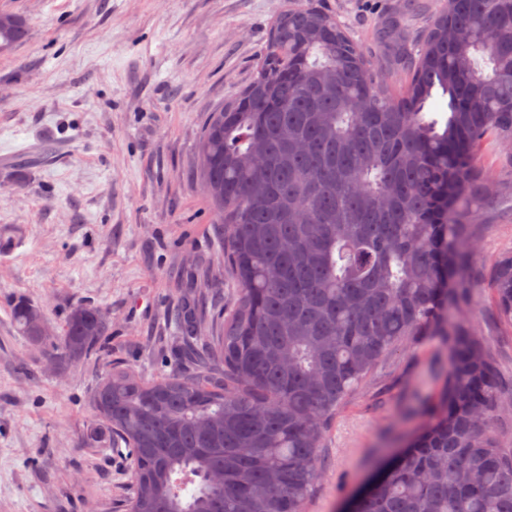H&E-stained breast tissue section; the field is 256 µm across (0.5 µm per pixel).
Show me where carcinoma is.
Here are the masks:
<instances>
[{"label": "carcinoma", "mask_w": 512, "mask_h": 512, "mask_svg": "<svg viewBox=\"0 0 512 512\" xmlns=\"http://www.w3.org/2000/svg\"><path fill=\"white\" fill-rule=\"evenodd\" d=\"M0 24V52L27 34ZM467 33L448 40V28ZM381 41L406 50L397 17ZM448 96L444 126L425 119ZM512 141V0H449L392 89L336 16L289 7L272 22L250 84L210 113L198 176L218 256L237 288L223 315L173 320L191 374L145 381L114 363L87 437L128 449L124 512H306L322 441L347 397L402 345L439 336L448 374L426 419L353 512H512V445L492 422L504 393L468 325L476 156ZM272 269L279 277H270ZM512 323V253L491 278ZM36 307L12 318L62 367L107 352L103 308L78 303L43 336ZM208 335H198L202 324Z\"/></svg>", "instance_id": "cac0c4a2"}]
</instances>
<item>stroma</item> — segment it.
I'll use <instances>...</instances> for the list:
<instances>
[{"instance_id": "obj_1", "label": "stroma", "mask_w": 512, "mask_h": 512, "mask_svg": "<svg viewBox=\"0 0 512 512\" xmlns=\"http://www.w3.org/2000/svg\"><path fill=\"white\" fill-rule=\"evenodd\" d=\"M299 0H0L29 34L0 54V512H109L130 493L126 450L87 441L102 359L53 370L10 315L16 300L62 326L79 302L112 316L106 347L146 379L186 370L153 336L222 232L197 180L210 112L250 82L271 21ZM336 14L389 87L405 69L377 29L404 16L420 38L444 0H316ZM473 213L471 303L464 317L512 381V326L489 282L512 251V144L486 142ZM22 169V187L12 184ZM434 339L402 346L344 402L323 440L307 512L346 501L407 434L443 383ZM81 483H74V475Z\"/></svg>"}]
</instances>
